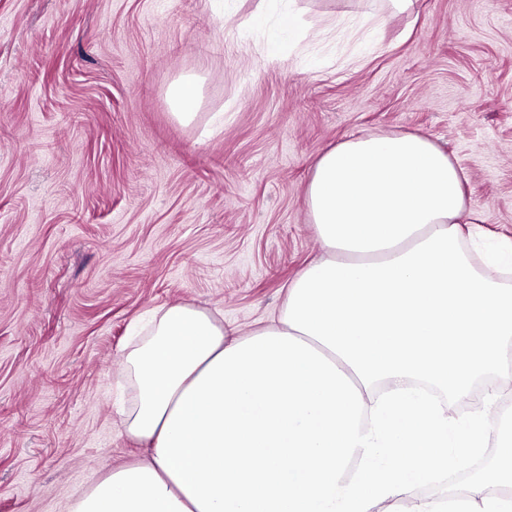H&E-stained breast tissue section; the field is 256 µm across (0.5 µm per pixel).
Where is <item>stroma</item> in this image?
Returning a JSON list of instances; mask_svg holds the SVG:
<instances>
[{"label": "stroma", "instance_id": "obj_1", "mask_svg": "<svg viewBox=\"0 0 512 512\" xmlns=\"http://www.w3.org/2000/svg\"><path fill=\"white\" fill-rule=\"evenodd\" d=\"M296 8L383 25L278 63L248 24L267 0H0V512H69L146 458L115 412L135 327L276 313L323 254L305 188L336 144L423 135L463 170L468 221L512 239V0ZM186 75L187 125L167 99ZM168 102L174 112L172 114L182 123L194 121L193 112L200 98V83L196 76H184L171 84L168 89Z\"/></svg>", "mask_w": 512, "mask_h": 512}]
</instances>
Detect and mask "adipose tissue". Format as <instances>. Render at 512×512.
<instances>
[{
  "instance_id": "adipose-tissue-1",
  "label": "adipose tissue",
  "mask_w": 512,
  "mask_h": 512,
  "mask_svg": "<svg viewBox=\"0 0 512 512\" xmlns=\"http://www.w3.org/2000/svg\"><path fill=\"white\" fill-rule=\"evenodd\" d=\"M265 54L283 60L300 19L272 0ZM464 174L407 132L319 154L306 187L326 253L249 333L168 307L129 350L127 433L151 459L95 481L73 512H512V245L464 227ZM497 389L463 419L475 383ZM494 448V482L438 497L416 484Z\"/></svg>"
}]
</instances>
